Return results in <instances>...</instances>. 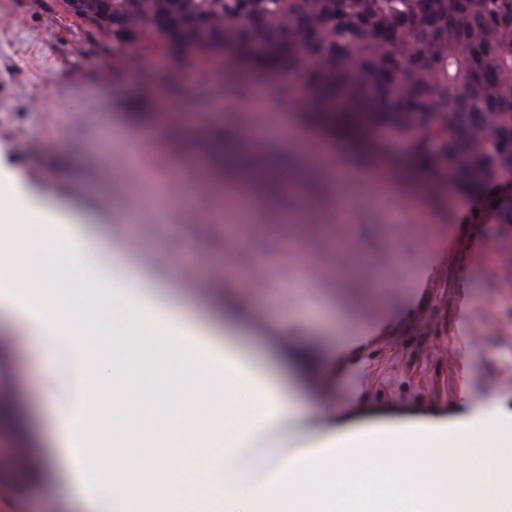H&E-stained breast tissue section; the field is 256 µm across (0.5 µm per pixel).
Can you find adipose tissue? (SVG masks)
<instances>
[{"mask_svg":"<svg viewBox=\"0 0 512 512\" xmlns=\"http://www.w3.org/2000/svg\"><path fill=\"white\" fill-rule=\"evenodd\" d=\"M0 204V339L34 341L51 359L50 403L65 478L82 512H512L497 451L474 465L428 428L324 426L231 336L111 268L114 250L77 226L66 205L30 196L12 179ZM70 278L71 304L52 269ZM162 417L136 424L141 376ZM285 454L257 459L269 441Z\"/></svg>","mask_w":512,"mask_h":512,"instance_id":"ef3b65f1","label":"adipose tissue"}]
</instances>
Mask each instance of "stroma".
<instances>
[{
	"label": "stroma",
	"mask_w": 512,
	"mask_h": 512,
	"mask_svg": "<svg viewBox=\"0 0 512 512\" xmlns=\"http://www.w3.org/2000/svg\"><path fill=\"white\" fill-rule=\"evenodd\" d=\"M142 65L59 0H0V203L20 175L102 240H137L121 269H141L182 311L220 332L230 300L252 352L275 332L327 357L312 381L317 411L444 424L452 444L468 440L459 421H475L512 449V176L423 200L340 147L347 176L333 182L316 168L324 134L302 118L308 93L169 56L145 84ZM188 127L249 135L311 168L306 212L205 172ZM50 365L23 341L9 367L18 411L47 450L52 412L33 393ZM0 487V512L76 509L59 468L42 485L19 464Z\"/></svg>",
	"instance_id": "stroma-1"
}]
</instances>
